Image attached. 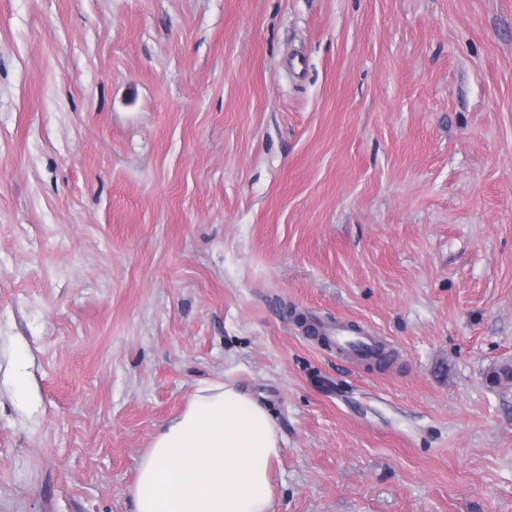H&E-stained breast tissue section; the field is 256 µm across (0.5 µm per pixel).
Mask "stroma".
<instances>
[{
  "instance_id": "1",
  "label": "stroma",
  "mask_w": 512,
  "mask_h": 512,
  "mask_svg": "<svg viewBox=\"0 0 512 512\" xmlns=\"http://www.w3.org/2000/svg\"><path fill=\"white\" fill-rule=\"evenodd\" d=\"M504 367L512 0H0V512H134L224 376L273 512H512ZM356 325L357 327L354 328L349 323L316 322L312 327L317 336H327L342 356L362 360V354L373 346L375 338L366 327Z\"/></svg>"
}]
</instances>
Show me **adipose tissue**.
Here are the masks:
<instances>
[{"label":"adipose tissue","mask_w":512,"mask_h":512,"mask_svg":"<svg viewBox=\"0 0 512 512\" xmlns=\"http://www.w3.org/2000/svg\"><path fill=\"white\" fill-rule=\"evenodd\" d=\"M283 444L268 407L233 379L200 382L140 458L135 512H272Z\"/></svg>","instance_id":"1"}]
</instances>
